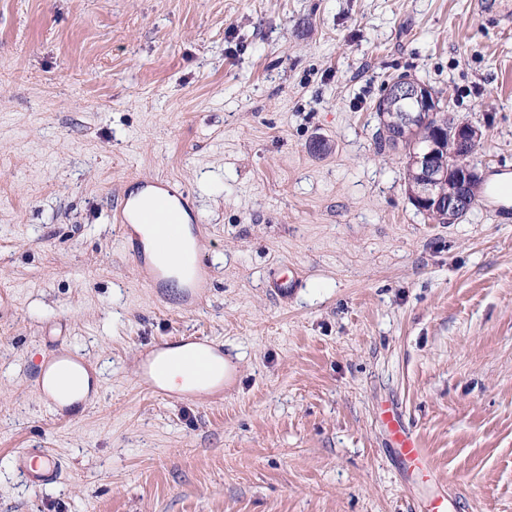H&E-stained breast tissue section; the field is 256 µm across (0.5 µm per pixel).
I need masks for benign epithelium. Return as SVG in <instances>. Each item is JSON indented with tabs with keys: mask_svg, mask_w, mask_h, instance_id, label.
Listing matches in <instances>:
<instances>
[{
	"mask_svg": "<svg viewBox=\"0 0 512 512\" xmlns=\"http://www.w3.org/2000/svg\"><path fill=\"white\" fill-rule=\"evenodd\" d=\"M383 97L411 99L419 103L417 112H400L393 122L392 134L398 142L411 143L407 152L406 194L419 210H434L450 224L456 223L478 197L481 176L472 164L459 163L454 176L443 161L448 155V130L432 123L436 119L438 97L414 78L400 80ZM482 130L472 124L458 123L453 140L473 153L480 146Z\"/></svg>",
	"mask_w": 512,
	"mask_h": 512,
	"instance_id": "obj_1",
	"label": "benign epithelium"
}]
</instances>
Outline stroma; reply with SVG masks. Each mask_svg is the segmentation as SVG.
Returning <instances> with one entry per match:
<instances>
[{
  "label": "stroma",
  "mask_w": 512,
  "mask_h": 512,
  "mask_svg": "<svg viewBox=\"0 0 512 512\" xmlns=\"http://www.w3.org/2000/svg\"><path fill=\"white\" fill-rule=\"evenodd\" d=\"M411 74L479 126L478 201L407 199L375 105ZM512 0H0V512H410L397 407L461 512H512ZM168 182L211 291L142 283L117 223ZM299 275L293 296L269 292ZM224 346L223 398L140 380L150 343ZM102 385L57 420L56 348ZM58 457L28 483L25 449ZM89 360L68 353L54 354L47 358L41 367L39 375V390L45 402L51 407L55 417L61 420H70L72 417V407L65 403L63 397L70 385L68 379L77 374L80 370L85 371L89 376L94 377V373L88 364ZM84 378L79 375V387H87V375ZM59 467L58 458L43 448L37 450L35 458L29 450H24L19 452L17 459V470L23 473L31 484L53 481Z\"/></svg>",
  "instance_id": "1"
}]
</instances>
